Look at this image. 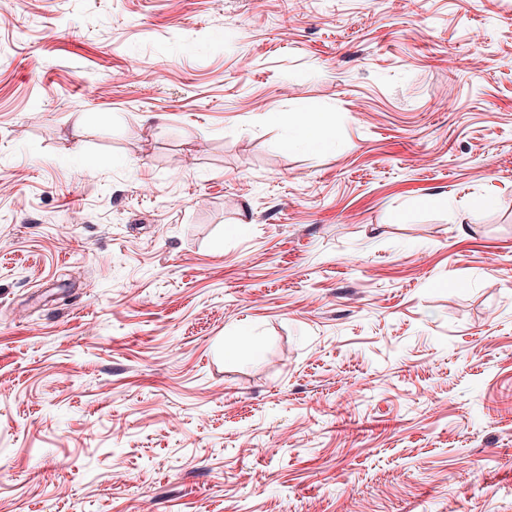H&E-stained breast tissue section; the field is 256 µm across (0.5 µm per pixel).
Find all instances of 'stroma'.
<instances>
[{"mask_svg": "<svg viewBox=\"0 0 512 512\" xmlns=\"http://www.w3.org/2000/svg\"><path fill=\"white\" fill-rule=\"evenodd\" d=\"M0 512H512V0L0 21ZM316 119L313 113H301L291 128L288 142L291 145H299L316 140L324 143L326 138L316 129Z\"/></svg>", "mask_w": 512, "mask_h": 512, "instance_id": "1", "label": "stroma"}]
</instances>
